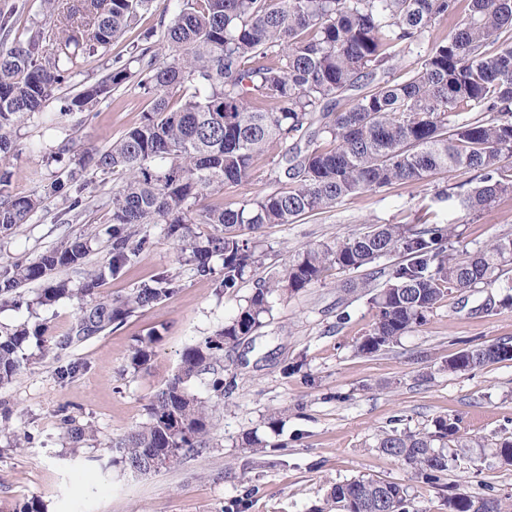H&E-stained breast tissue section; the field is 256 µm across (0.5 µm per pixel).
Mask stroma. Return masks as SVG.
Here are the masks:
<instances>
[{
    "label": "stroma",
    "mask_w": 512,
    "mask_h": 512,
    "mask_svg": "<svg viewBox=\"0 0 512 512\" xmlns=\"http://www.w3.org/2000/svg\"><path fill=\"white\" fill-rule=\"evenodd\" d=\"M167 5L168 0H155L152 10L106 52L89 58L83 80L94 81L114 60L127 58L131 43L145 32L160 31ZM9 10L13 41L26 39L34 25L46 20L42 0H0V12ZM148 107V99L126 84L59 127L47 128L34 118L16 132L8 189L42 197L43 207L29 223L0 236V266L37 260L64 239L90 233L94 240L87 265L102 273L98 298L125 299L163 271L177 277L180 288L61 357L42 353L36 342L24 344L20 375L0 386V402L13 410L0 427V512H15L32 498L41 500L46 512H229L233 507L238 512H316L332 485L361 477L402 484L417 512H448L446 499L459 490L476 499L492 495L512 503V467L501 465L495 455L497 444L512 436V361L472 373L448 370L449 358L463 348L512 341V306L502 303L512 295V271L452 291L423 325L396 344L361 354L357 346L372 328L376 309L370 291H348L344 285L368 278L373 289L383 288L410 261L400 253L357 270L329 268L318 283L277 301L265 326L225 348L224 378L233 387L212 413L209 448L148 475L98 466V459L112 458V440L146 421L150 401L176 373L183 350L228 321L257 283L298 253L363 234L375 224H451L448 246L460 255L512 237V194L476 214L435 202L438 191L475 186L476 172L462 169L412 187L367 191L292 224L264 225L250 234L259 262L228 292L219 288L221 259H214L213 274L198 275L161 224L142 225L150 247L117 274H103L109 244L101 229L110 217L112 178L86 166L78 174L90 193L86 217L77 224L59 223L65 201L46 190L67 170L50 151L66 140L80 154L104 149L138 124ZM76 315L77 302L69 297L31 310L6 301L0 303V329L43 322L59 336ZM155 329L161 336L151 360L133 369L137 339ZM289 363L299 370L287 376L282 368ZM69 364L73 373L60 377V367ZM64 410L93 430L80 447L71 446L61 427ZM274 412L281 417L275 432L268 426ZM440 416L458 419L464 439L476 440L477 446L464 453L448 445V469L438 482L418 478L408 464L377 446L378 435L394 423L425 432ZM23 432L32 441L16 447L15 436ZM249 434L263 441L264 450L243 447Z\"/></svg>",
    "instance_id": "obj_1"
}]
</instances>
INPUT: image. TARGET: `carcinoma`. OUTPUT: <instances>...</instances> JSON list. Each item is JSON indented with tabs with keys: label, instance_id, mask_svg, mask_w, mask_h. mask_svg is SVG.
Here are the masks:
<instances>
[{
	"label": "carcinoma",
	"instance_id": "1",
	"mask_svg": "<svg viewBox=\"0 0 512 512\" xmlns=\"http://www.w3.org/2000/svg\"><path fill=\"white\" fill-rule=\"evenodd\" d=\"M462 1L465 15L442 40L430 39L436 22L453 15ZM44 0L53 26L38 27L24 41L0 44V161L15 148L18 125L44 112L53 91L75 82L88 58L106 50L154 0H81L61 9ZM175 11L161 24L159 40L147 35L131 46L126 63L103 73L74 95L67 112H83L133 83L150 100L141 121L90 161L112 174V215L105 234L111 245L108 269L117 273L150 244L131 241L137 224H164L199 274L223 261L220 287L238 286L258 262L244 231L264 224H291L336 207L344 199L394 183L415 185L451 170L479 173L477 185L440 201L454 200L480 212L512 193V45L500 42L512 28V0H173ZM417 54L392 76V62ZM352 93L351 105L337 110ZM470 112L469 118L454 116ZM278 148L269 179L278 189L236 205L219 201L227 184L250 179L255 161ZM11 172L0 169V234L27 224L42 200L12 195ZM75 185L57 216L63 224L87 211L86 184ZM195 224L213 231L202 237ZM452 228L379 224L370 231L309 248L258 285L238 313L184 349L174 376L151 400L146 422L114 444L108 466L141 474L156 471L154 459L171 468L210 445V413L224 399V347L251 335L273 317L275 299L306 288L334 266L357 270L393 253L412 262L397 269L372 297L377 315L358 344L377 353L422 324L449 290L485 283L512 265V238H500L465 257L447 252ZM92 238L69 237L28 263L0 270V301L43 280L39 303L76 294L78 312L70 330L46 338L44 325L22 323L0 334V383L20 372L18 350L29 338L47 353L62 351L120 324L136 310L153 306L178 290L176 279L159 273L152 283L121 301L101 300L102 273H90L81 288L52 279L60 269L83 266ZM159 340L154 330L131 355L138 369L151 359ZM512 361L508 342L472 346L448 359L451 372H471ZM201 381L210 398H199ZM61 424L75 446L89 430L61 411ZM456 423L435 420L430 433L392 429L377 439L386 455L410 465L426 480L448 470L436 443L456 439ZM328 509L340 512H413L397 482L358 478L337 483ZM466 493L448 498V512H475Z\"/></svg>",
	"mask_w": 512,
	"mask_h": 512
}]
</instances>
